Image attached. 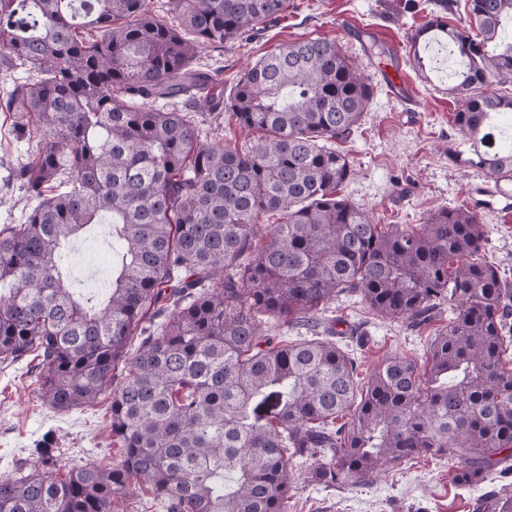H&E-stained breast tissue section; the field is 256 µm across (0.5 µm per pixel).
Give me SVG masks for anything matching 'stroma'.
<instances>
[{
	"mask_svg": "<svg viewBox=\"0 0 512 512\" xmlns=\"http://www.w3.org/2000/svg\"><path fill=\"white\" fill-rule=\"evenodd\" d=\"M430 10V0H289L279 21L223 49L203 48L197 61L201 69L217 72L209 93L223 97L249 66L283 43L317 37L336 41L374 87L357 132L336 145L353 168L341 196L366 208L379 224H420L440 209L468 205L485 227L486 259L512 280V198L498 195L495 182L458 158L466 146L452 125L457 96L447 64L423 72L413 61L408 38ZM375 44L401 66L416 100L413 110L389 97L380 77L382 61L369 53ZM32 159L19 119L0 111V225L24 223L36 204L13 178ZM332 309L342 319L338 329L362 380L392 355L424 366L428 342L449 315L439 310L415 327L378 317L355 294L336 297ZM31 370L24 362L0 363V476L13 474L38 448L48 449L63 471L88 463L105 467L117 459L110 397L54 410L41 399ZM454 475L446 458L434 456L384 465L368 484H324L302 475L288 512H472L476 505L498 512L502 499L512 496V473L465 488Z\"/></svg>",
	"mask_w": 512,
	"mask_h": 512,
	"instance_id": "35a3bbf8",
	"label": "stroma"
}]
</instances>
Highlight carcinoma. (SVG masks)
<instances>
[{"label":"carcinoma","mask_w":512,"mask_h":512,"mask_svg":"<svg viewBox=\"0 0 512 512\" xmlns=\"http://www.w3.org/2000/svg\"><path fill=\"white\" fill-rule=\"evenodd\" d=\"M432 5L410 41L418 61L435 43L455 63L463 163L512 178V94L495 90L512 84V0H469L474 35L448 24L454 0ZM287 10L175 0L166 21L148 0H0V60L29 73L0 109L35 142L20 177L38 200L0 227V361L38 358L34 384L57 410L110 395L121 447L108 467L63 476L41 455L1 476L0 512H112L135 482L166 512H288L296 460L315 481L365 484L383 464L440 455L470 485L512 458V282L485 260L469 206L377 224L338 195L352 167L334 144L373 98L341 46L286 43L230 97L202 95L213 75L199 48ZM223 112L246 142H202L199 118ZM96 224L121 259L99 304L76 294L66 264ZM341 294L414 326L446 304L453 318L423 369L390 356L359 395L335 342L270 335L300 321L336 334L328 304Z\"/></svg>","instance_id":"cac0c4a2"}]
</instances>
